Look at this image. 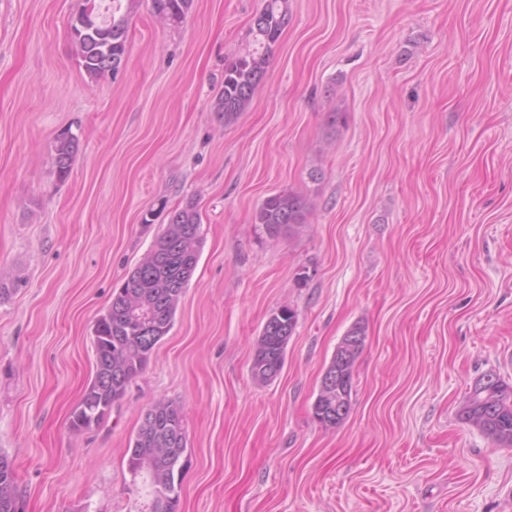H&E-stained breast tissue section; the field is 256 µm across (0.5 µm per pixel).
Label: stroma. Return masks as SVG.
<instances>
[{
    "instance_id": "1",
    "label": "stroma",
    "mask_w": 512,
    "mask_h": 512,
    "mask_svg": "<svg viewBox=\"0 0 512 512\" xmlns=\"http://www.w3.org/2000/svg\"><path fill=\"white\" fill-rule=\"evenodd\" d=\"M83 5L0 0V450L25 512H142L126 451L161 397L185 412L178 512H512V448L457 418L482 374L512 384V0H289L229 125L224 64L264 0H193L173 25L137 0L118 74L95 80ZM282 191L310 219L271 239L254 214ZM192 198L204 247L173 328L106 422L73 430L96 319ZM284 304L286 363L259 385ZM358 323L351 412L327 429L312 404ZM79 150V140L76 136L63 133L56 138L54 143L53 167L57 180L65 181ZM298 312L282 305L268 316L258 337L250 362V374L259 384H269L280 376L286 360L288 342L295 332Z\"/></svg>"
}]
</instances>
